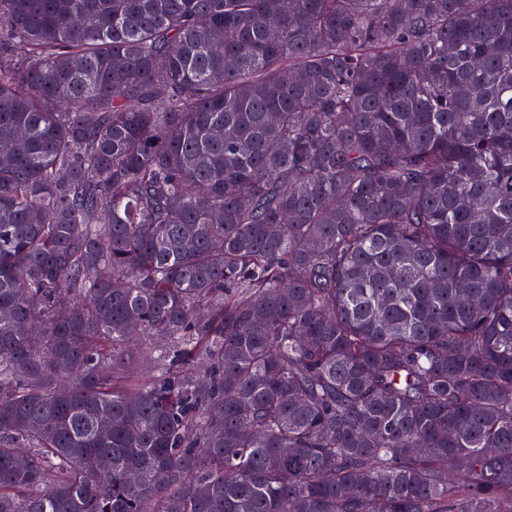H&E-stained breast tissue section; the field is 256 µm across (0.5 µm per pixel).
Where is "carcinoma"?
I'll list each match as a JSON object with an SVG mask.
<instances>
[{
  "label": "carcinoma",
  "instance_id": "obj_1",
  "mask_svg": "<svg viewBox=\"0 0 512 512\" xmlns=\"http://www.w3.org/2000/svg\"><path fill=\"white\" fill-rule=\"evenodd\" d=\"M0 512H512V0H0Z\"/></svg>",
  "mask_w": 512,
  "mask_h": 512
}]
</instances>
